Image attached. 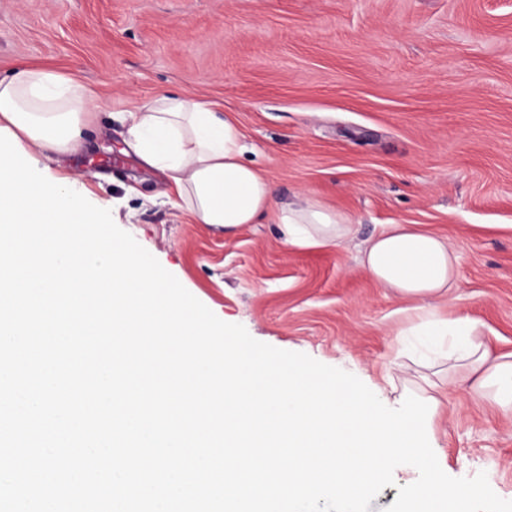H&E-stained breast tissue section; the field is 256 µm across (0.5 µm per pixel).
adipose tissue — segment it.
Wrapping results in <instances>:
<instances>
[{
    "label": "adipose tissue",
    "mask_w": 512,
    "mask_h": 512,
    "mask_svg": "<svg viewBox=\"0 0 512 512\" xmlns=\"http://www.w3.org/2000/svg\"><path fill=\"white\" fill-rule=\"evenodd\" d=\"M104 106L85 84L50 69L23 66L0 79V127L39 162L81 152ZM125 134L193 223L233 234L270 217L294 248H324L354 233L347 215L317 198L278 202L272 182L244 162L248 146L239 126L211 102L172 94L132 104ZM361 263L380 287L417 301L416 318L402 333L423 337L444 364L441 380L420 374L408 388L426 398L461 387L512 413V353L491 354L476 321L439 310L458 282L459 256L446 239L415 224H389L366 243Z\"/></svg>",
    "instance_id": "adipose-tissue-1"
}]
</instances>
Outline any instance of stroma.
<instances>
[{
  "instance_id": "35a3bbf8",
  "label": "stroma",
  "mask_w": 512,
  "mask_h": 512,
  "mask_svg": "<svg viewBox=\"0 0 512 512\" xmlns=\"http://www.w3.org/2000/svg\"><path fill=\"white\" fill-rule=\"evenodd\" d=\"M68 74L110 102L82 175L130 233L218 318L357 376L392 402L422 373L398 329L411 303L359 249L419 224L459 256L445 309L512 352V0H0V78ZM177 93L232 116L277 196L348 214L354 240L298 249L271 220L231 236L195 224L123 142L120 112ZM431 446L453 477L486 472L512 500V418L443 398Z\"/></svg>"
}]
</instances>
